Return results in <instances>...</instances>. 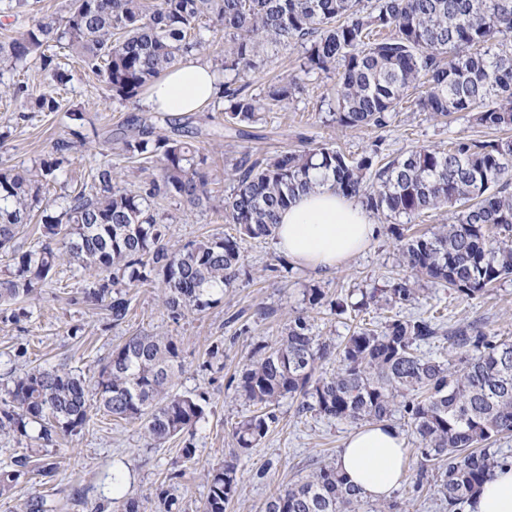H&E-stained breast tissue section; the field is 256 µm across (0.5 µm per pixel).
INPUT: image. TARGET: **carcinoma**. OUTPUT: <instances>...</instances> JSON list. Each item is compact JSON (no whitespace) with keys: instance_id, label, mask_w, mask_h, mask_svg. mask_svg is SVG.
Wrapping results in <instances>:
<instances>
[{"instance_id":"obj_1","label":"carcinoma","mask_w":512,"mask_h":512,"mask_svg":"<svg viewBox=\"0 0 512 512\" xmlns=\"http://www.w3.org/2000/svg\"><path fill=\"white\" fill-rule=\"evenodd\" d=\"M224 30V47L212 58L224 73L241 77L256 66L268 43L302 48L297 73L270 83L264 96L248 83L224 90L228 128L261 120L301 89L300 74L328 73L336 66V95L326 103L332 121L345 129L392 123L401 100L418 87L417 110L430 117L469 114L477 126L512 128V0H69L60 17L32 13L28 26L0 40V77L30 60L51 73L47 88L24 94L36 112L59 109L58 91L70 82L56 63L64 50L103 77L112 98L141 95L181 58L209 48L195 33L202 19ZM168 115L135 117L131 127L110 131L117 156L142 172L157 163L149 192L118 184L112 165L93 169L89 190L65 197L54 215L40 208L48 187L67 161L60 140L30 168H0V250L13 268L0 275V318H18L12 306L53 283L57 267L91 272L83 299L103 305L112 323L129 311L126 289L157 282L162 304L175 317L220 301L244 266L241 242L274 235L279 213L298 195L330 180L336 191L385 216L411 218L442 208L451 221L432 233H398L400 261L413 275L361 299L337 302L362 311L383 301L408 304L421 280L470 299L512 276V138H456L448 150L416 146L380 163L379 149L349 157L332 147L285 152L231 164L234 181L221 209L235 234L172 244L152 209L158 195L192 209L212 201L207 157L184 140L189 131L160 133ZM42 211L43 243L18 251L16 240ZM432 318H392L378 331L360 327L336 349L311 332L302 315L288 319L273 346L238 376L236 397L253 407L233 428L235 448L220 467L204 474L203 512H226L238 486V458L258 447L276 422L281 399L299 398V410L339 420L383 422L395 412L407 418L423 462L416 486L436 471L435 487L448 512L494 475L507 458L490 451L512 433V344L476 324L448 331L459 363L427 359L417 343L438 334ZM338 356L332 372L324 363ZM181 351L168 336L139 334L112 351L91 382L65 365L33 367L16 375L0 400V436L49 445L80 433L92 413L140 423L154 446L182 437L183 456H194L191 437L204 417L200 394L175 391ZM30 457L0 468V497L30 473ZM364 494L336 466L324 462L271 497L265 512H357Z\"/></svg>"}]
</instances>
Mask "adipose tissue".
<instances>
[{"label": "adipose tissue", "mask_w": 512, "mask_h": 512, "mask_svg": "<svg viewBox=\"0 0 512 512\" xmlns=\"http://www.w3.org/2000/svg\"><path fill=\"white\" fill-rule=\"evenodd\" d=\"M221 74L203 60L181 62L168 69L145 97L146 107L169 115L198 112L216 96ZM376 234L367 211L331 185L297 197L279 218L277 249L299 267L322 272L335 269L370 243ZM348 481L366 498L385 500L406 467V438L381 422L354 431L336 459ZM467 512H512V467L496 469Z\"/></svg>", "instance_id": "adipose-tissue-1"}]
</instances>
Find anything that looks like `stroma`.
Here are the masks:
<instances>
[{
  "mask_svg": "<svg viewBox=\"0 0 512 512\" xmlns=\"http://www.w3.org/2000/svg\"><path fill=\"white\" fill-rule=\"evenodd\" d=\"M298 55L292 45L268 48L259 68L247 75L249 93L263 94L271 80L291 74ZM58 62L71 74L60 111L34 112L24 98L0 96V166L32 165L48 155L58 139L71 142L64 172L48 193L54 202L89 184L91 168L107 159L108 130L127 126L133 117L147 113L142 99H113L103 78L83 69L74 59L62 56ZM334 82L331 74L309 75L302 93L286 106L264 113L249 139L225 128L224 95H217L208 107L193 113V143L206 150L215 195L221 197L233 189L232 181L224 177V162L229 158L246 155L256 160L327 145L352 156L376 147L381 158L390 160L416 145L444 149L458 137L492 140L502 136L501 131L472 124L466 113L436 120L408 102L400 105L387 128L345 130L330 122L320 109ZM71 111L85 113L83 126L69 123L67 114ZM155 208L176 242L221 237L233 231L220 211L192 212L171 197L157 199ZM373 221L379 233L370 245L328 273L313 274L295 266L278 251L274 239L243 241L244 268L225 288L221 301L176 319L162 308L159 288L143 286L130 289L129 313L123 323L113 324L103 308L83 303L81 272L66 265L59 267L53 285L26 302V316L0 321V389L10 372L32 366L48 368L65 362L86 375L97 374L112 350L128 336L160 333L172 336L181 350L184 371L178 392L203 395L205 416L197 425L195 455L189 460L182 455L181 440L155 448L139 424L98 415L79 435L54 446L44 447L27 439H0V468L23 454L58 465L50 483H42L35 476L17 484L9 497L0 498V512H19L37 495L61 503L62 512H93L99 504L105 505L106 512H116L118 502L129 497L140 500L144 512H162L161 493L165 490L176 500L172 512H202L207 493L202 473L222 464L233 445L234 426L250 411L235 398L236 380L256 347L274 344L291 316H306L314 335L337 346L361 322L380 328L391 316L426 317L435 311L443 329L437 338L421 345L420 352L442 361L448 358L447 330L460 323H476L499 339L512 341V280L498 283L476 300L427 283L417 300L408 305L374 307L362 318L351 311L336 312L334 301L386 287L406 274L398 261L399 242L389 231V221L380 215ZM314 287L326 295L325 303L316 308L304 298L307 289ZM214 345L224 350L220 370L205 365L208 350ZM277 415L261 444L240 458L238 489L226 512H264L267 500L305 475L313 463L335 458L356 428L349 420L299 412L297 401L291 398L281 401ZM407 457L404 476L390 496L398 505L396 512H446L433 484L415 485L421 454L412 436L407 439ZM114 472L123 477L117 490L108 480Z\"/></svg>",
  "mask_w": 512,
  "mask_h": 512,
  "instance_id": "obj_1",
  "label": "stroma"
}]
</instances>
